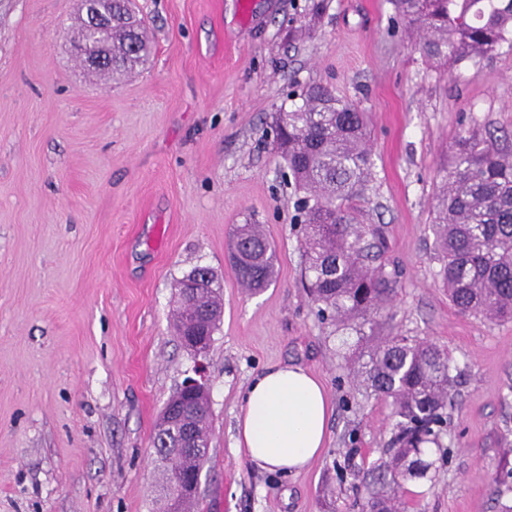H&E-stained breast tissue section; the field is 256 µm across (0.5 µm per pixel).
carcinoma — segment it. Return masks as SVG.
Returning a JSON list of instances; mask_svg holds the SVG:
<instances>
[{
    "instance_id": "cac0c4a2",
    "label": "carcinoma",
    "mask_w": 512,
    "mask_h": 512,
    "mask_svg": "<svg viewBox=\"0 0 512 512\" xmlns=\"http://www.w3.org/2000/svg\"><path fill=\"white\" fill-rule=\"evenodd\" d=\"M112 16V28L93 30L82 22L79 42L89 53H104L120 73L142 67L151 55L145 23L131 0H92ZM395 11L420 34L415 43L432 63L453 64L489 58L512 46V0H392ZM302 104L279 113L273 142L303 195L296 202L305 273L320 314L356 333L357 342L377 325L376 316L396 294L382 265L367 263L368 238L377 229L358 221L348 202L367 186L373 166L366 114L322 85L300 94ZM432 230L442 257L441 282L461 312L488 322L512 319V153L477 130L456 137L442 170L433 205ZM231 260L240 283L251 292L274 277L271 242L256 224L233 231ZM220 285L208 283L186 295L178 291L176 330L189 346L188 322L213 340L218 329ZM455 365L440 346L412 336H389L369 347L353 367L371 395L391 400L393 432L385 457L369 471L370 489L362 512H398L399 478L422 479L433 463L425 450L442 447V427L453 402ZM167 405L191 407L202 458L156 457L162 472V512H184L185 498L172 475L209 460L211 410L207 394L185 402L174 395Z\"/></svg>"
}]
</instances>
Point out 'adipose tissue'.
<instances>
[{
	"label": "adipose tissue",
	"instance_id": "adipose-tissue-1",
	"mask_svg": "<svg viewBox=\"0 0 512 512\" xmlns=\"http://www.w3.org/2000/svg\"><path fill=\"white\" fill-rule=\"evenodd\" d=\"M330 415L328 394L308 369L268 367L244 394L236 449L257 468L286 474L302 471L321 455Z\"/></svg>",
	"mask_w": 512,
	"mask_h": 512
}]
</instances>
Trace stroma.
Segmentation results:
<instances>
[{"instance_id":"stroma-1","label":"stroma","mask_w":512,"mask_h":512,"mask_svg":"<svg viewBox=\"0 0 512 512\" xmlns=\"http://www.w3.org/2000/svg\"><path fill=\"white\" fill-rule=\"evenodd\" d=\"M137 0L153 55L95 79L71 53L81 0H0V512H156L151 437L204 366L212 412L198 512H360L356 473L382 455L391 405L354 379L346 331L308 292L294 188L272 146L294 90L329 86L369 118L373 180L354 198L379 227L397 296L382 336L447 347L461 371L447 459L404 481L401 512H499L512 468V320L448 300L431 229L449 147L469 129L512 151V47L433 67L390 0ZM237 224L275 246L254 294L229 261ZM198 266L222 287L206 357L180 344L176 284ZM302 366L333 412L325 449L283 474L234 451L250 383Z\"/></svg>"}]
</instances>
